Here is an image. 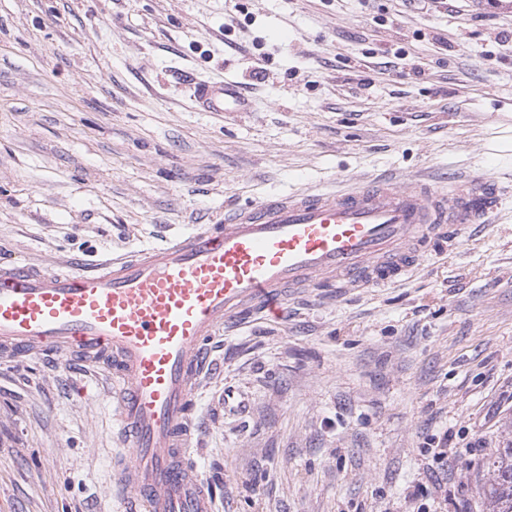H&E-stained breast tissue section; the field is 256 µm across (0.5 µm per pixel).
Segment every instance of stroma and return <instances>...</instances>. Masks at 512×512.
Here are the masks:
<instances>
[{
  "mask_svg": "<svg viewBox=\"0 0 512 512\" xmlns=\"http://www.w3.org/2000/svg\"><path fill=\"white\" fill-rule=\"evenodd\" d=\"M395 171L512 183V0H0V261L127 254ZM420 251L402 283L225 326L193 439L217 512H488L512 196ZM119 452L104 368L0 354V512H118ZM194 92L196 99L208 112H225L231 103L238 104L243 100L240 92L229 84L197 83Z\"/></svg>",
  "mask_w": 512,
  "mask_h": 512,
  "instance_id": "obj_1",
  "label": "stroma"
}]
</instances>
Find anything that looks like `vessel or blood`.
I'll list each match as a JSON object with an SVG mask.
<instances>
[{
	"instance_id": "vessel-or-blood-1",
	"label": "vessel or blood",
	"mask_w": 512,
	"mask_h": 512,
	"mask_svg": "<svg viewBox=\"0 0 512 512\" xmlns=\"http://www.w3.org/2000/svg\"><path fill=\"white\" fill-rule=\"evenodd\" d=\"M210 112L240 103L229 84L199 83ZM512 187L459 178L448 189L391 177L332 191L266 197L216 224L136 255L80 268L0 263V351L107 361L123 460L121 512H215L194 459L193 413L226 321L281 315L289 289L388 286L422 260L418 242L464 248Z\"/></svg>"
}]
</instances>
